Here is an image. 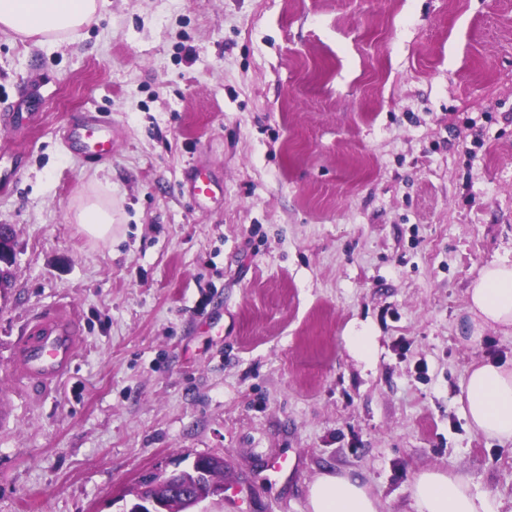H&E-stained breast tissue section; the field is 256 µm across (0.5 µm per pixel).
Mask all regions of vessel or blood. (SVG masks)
<instances>
[{
    "instance_id": "vessel-or-blood-1",
    "label": "vessel or blood",
    "mask_w": 512,
    "mask_h": 512,
    "mask_svg": "<svg viewBox=\"0 0 512 512\" xmlns=\"http://www.w3.org/2000/svg\"><path fill=\"white\" fill-rule=\"evenodd\" d=\"M70 141L81 154L104 155L112 149V127L97 113L85 112L70 129ZM78 338L71 320L48 313L33 320L16 350L13 370L30 383L49 385L70 368Z\"/></svg>"
}]
</instances>
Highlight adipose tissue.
Wrapping results in <instances>:
<instances>
[{
	"instance_id": "1",
	"label": "adipose tissue",
	"mask_w": 512,
	"mask_h": 512,
	"mask_svg": "<svg viewBox=\"0 0 512 512\" xmlns=\"http://www.w3.org/2000/svg\"><path fill=\"white\" fill-rule=\"evenodd\" d=\"M101 0H0V32L57 44L92 24ZM73 220L96 240L112 235V205L93 197ZM469 312L477 327L512 328V265L481 269L469 290ZM466 415L473 429L512 442V368L485 363L472 368L465 384ZM418 512H495L493 502L474 494L462 475L441 470L418 474L410 485ZM309 512H379V504L359 478L327 471L309 487Z\"/></svg>"
}]
</instances>
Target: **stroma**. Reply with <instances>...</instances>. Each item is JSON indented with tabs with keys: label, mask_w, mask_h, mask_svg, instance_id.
<instances>
[{
	"label": "stroma",
	"mask_w": 512,
	"mask_h": 512,
	"mask_svg": "<svg viewBox=\"0 0 512 512\" xmlns=\"http://www.w3.org/2000/svg\"><path fill=\"white\" fill-rule=\"evenodd\" d=\"M10 110L32 120L0 121V512H128L202 455L224 493L194 512H308L329 470L416 512L431 469L512 512V443L462 400L512 368V331L468 311L512 264V0H104L55 46L0 34ZM85 111L110 155L71 148ZM99 192L105 241L72 221ZM55 309L73 366L33 389L11 363Z\"/></svg>",
	"instance_id": "obj_1"
}]
</instances>
